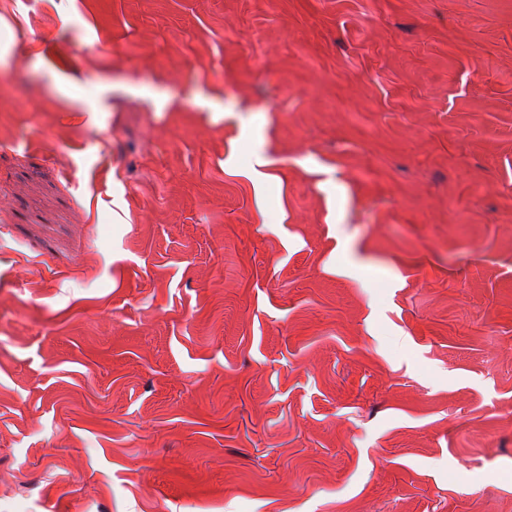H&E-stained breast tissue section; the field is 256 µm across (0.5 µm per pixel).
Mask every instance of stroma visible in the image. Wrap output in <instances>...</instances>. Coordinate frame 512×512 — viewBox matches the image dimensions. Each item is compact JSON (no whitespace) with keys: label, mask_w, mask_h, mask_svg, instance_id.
I'll return each mask as SVG.
<instances>
[{"label":"stroma","mask_w":512,"mask_h":512,"mask_svg":"<svg viewBox=\"0 0 512 512\" xmlns=\"http://www.w3.org/2000/svg\"><path fill=\"white\" fill-rule=\"evenodd\" d=\"M0 512H512V0L0 4Z\"/></svg>","instance_id":"1"}]
</instances>
